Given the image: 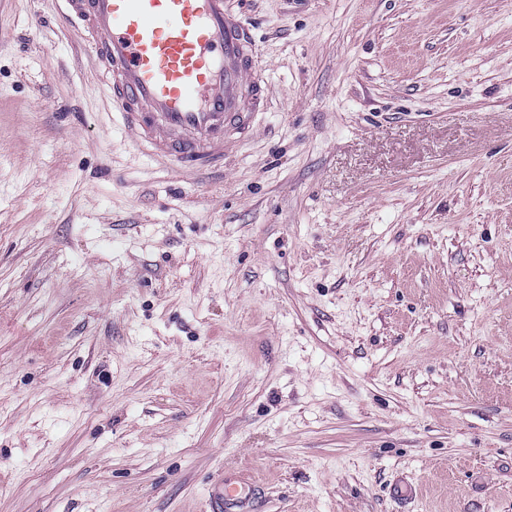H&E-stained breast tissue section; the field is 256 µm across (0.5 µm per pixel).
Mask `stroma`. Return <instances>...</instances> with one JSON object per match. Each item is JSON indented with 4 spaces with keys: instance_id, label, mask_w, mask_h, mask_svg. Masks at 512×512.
Instances as JSON below:
<instances>
[{
    "instance_id": "35a3bbf8",
    "label": "stroma",
    "mask_w": 512,
    "mask_h": 512,
    "mask_svg": "<svg viewBox=\"0 0 512 512\" xmlns=\"http://www.w3.org/2000/svg\"><path fill=\"white\" fill-rule=\"evenodd\" d=\"M234 8L268 108L200 174L0 0V512H512V0ZM234 485L235 482L224 475L215 482L207 500L209 512H223L227 506L240 510L236 512H255L256 505L252 489L249 488L239 494Z\"/></svg>"
}]
</instances>
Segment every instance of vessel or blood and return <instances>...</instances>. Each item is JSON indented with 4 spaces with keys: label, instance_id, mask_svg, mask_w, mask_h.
I'll use <instances>...</instances> for the list:
<instances>
[{
    "label": "vessel or blood",
    "instance_id": "b4317fda",
    "mask_svg": "<svg viewBox=\"0 0 512 512\" xmlns=\"http://www.w3.org/2000/svg\"><path fill=\"white\" fill-rule=\"evenodd\" d=\"M62 2L135 146L178 169L223 168L228 132H247L266 106L264 88L247 79L255 40L228 0ZM207 505L255 510L251 491H237L227 476Z\"/></svg>",
    "mask_w": 512,
    "mask_h": 512
}]
</instances>
